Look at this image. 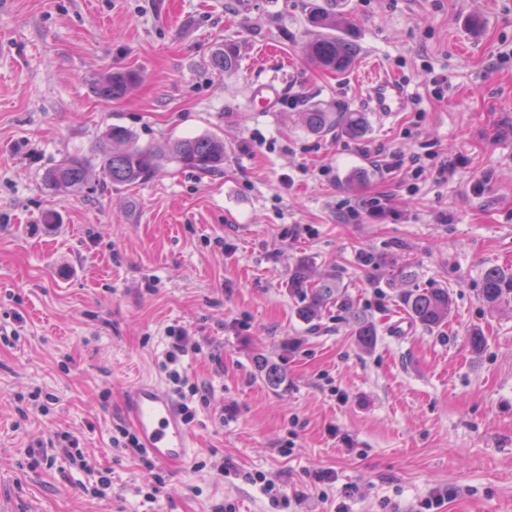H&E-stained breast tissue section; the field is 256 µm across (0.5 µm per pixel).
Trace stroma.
Returning a JSON list of instances; mask_svg holds the SVG:
<instances>
[{"label":"stroma","mask_w":512,"mask_h":512,"mask_svg":"<svg viewBox=\"0 0 512 512\" xmlns=\"http://www.w3.org/2000/svg\"><path fill=\"white\" fill-rule=\"evenodd\" d=\"M325 2L13 0L0 12V325L21 326L0 338V512H416L447 488L438 512H512V305L478 295L485 268L512 267V0H340L358 47L341 74L303 50L309 8ZM227 43L230 75L209 64ZM373 63L409 93L384 121L365 99ZM121 70L138 84L97 98L96 80ZM264 91L272 104L254 111ZM314 104L365 113L366 132L312 134L301 113ZM115 125L143 146L219 135L224 168L170 162L107 186L98 149ZM72 154L88 180L55 194L43 175ZM433 160L458 161L454 179L415 175ZM381 195L383 217L349 213ZM48 210L58 223H42ZM363 252L381 264L361 265ZM301 258L373 315L372 351L335 314L297 316L288 277ZM395 263L448 289L441 330L399 310L385 285ZM171 326L200 345L184 367L212 397L188 428L187 464L149 470L112 431L129 423L131 384H166ZM262 358L281 386L266 385ZM68 432L93 472L69 464ZM320 469L335 475L322 491ZM255 471L280 497L245 481Z\"/></svg>","instance_id":"1"}]
</instances>
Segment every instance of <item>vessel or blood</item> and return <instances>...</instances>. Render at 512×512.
Masks as SVG:
<instances>
[{"label": "vessel or blood", "instance_id": "vessel-or-blood-1", "mask_svg": "<svg viewBox=\"0 0 512 512\" xmlns=\"http://www.w3.org/2000/svg\"><path fill=\"white\" fill-rule=\"evenodd\" d=\"M366 83L373 112L387 118L405 109L408 97L404 86L383 76L378 67L369 68ZM125 403L135 431L155 461L178 463L187 458L190 434L167 391L153 384L138 383L128 388Z\"/></svg>", "mask_w": 512, "mask_h": 512}]
</instances>
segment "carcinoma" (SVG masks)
Returning a JSON list of instances; mask_svg holds the SVG:
<instances>
[{"label": "carcinoma", "mask_w": 512, "mask_h": 512, "mask_svg": "<svg viewBox=\"0 0 512 512\" xmlns=\"http://www.w3.org/2000/svg\"><path fill=\"white\" fill-rule=\"evenodd\" d=\"M312 36L305 42L307 56L320 68L342 73L357 54L356 44L348 35L343 14L322 7L308 17ZM210 65L226 74L237 70V49L226 44L211 55ZM138 73L132 70L109 72L94 87V94L112 102L124 98L137 84ZM306 128L314 134H329L338 128L352 135L363 132L365 117L361 112H325L313 105L302 113ZM174 162L182 168L201 173H216L224 168V139L202 134L178 139L163 146L141 147L127 128L112 126L106 134L102 151V174L107 185L121 186L150 180L160 167ZM89 163L82 157H70L44 175L45 183L58 194L79 190L87 181ZM308 260H299L288 278V296L295 301L297 316L306 323L321 318L324 312L336 310V316L348 324L352 336L364 351L372 350L378 338L376 323L366 310L357 307L347 295V286L336 273L318 280L311 279ZM414 272L408 265L393 266L387 285L398 288V305L427 331H435L448 323L451 298L446 288H412ZM479 297L487 305L512 304V269L492 266L480 278ZM264 380L272 387L282 383L277 364L264 359L258 362Z\"/></svg>", "instance_id": "carcinoma-1"}]
</instances>
